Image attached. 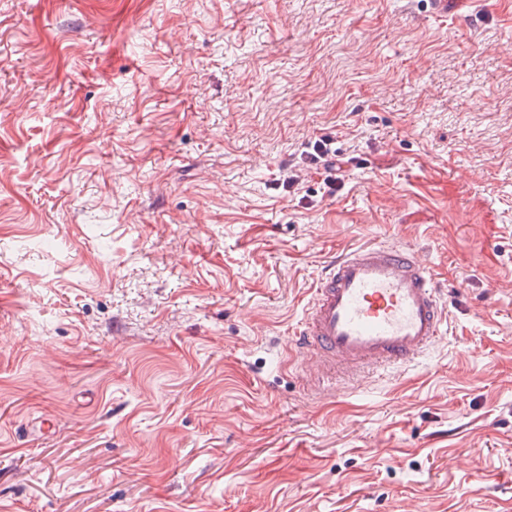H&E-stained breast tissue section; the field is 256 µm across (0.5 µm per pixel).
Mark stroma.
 <instances>
[{"label":"stroma","mask_w":512,"mask_h":512,"mask_svg":"<svg viewBox=\"0 0 512 512\" xmlns=\"http://www.w3.org/2000/svg\"><path fill=\"white\" fill-rule=\"evenodd\" d=\"M367 242L447 334L317 385ZM0 512H512V0H0ZM307 148L309 151L304 152L306 156L304 162L314 167L317 174L324 176V183H336V171L340 170L342 166H340L341 160L336 159L339 155L336 154V149L331 147L330 139H314L309 141Z\"/></svg>","instance_id":"35a3bbf8"}]
</instances>
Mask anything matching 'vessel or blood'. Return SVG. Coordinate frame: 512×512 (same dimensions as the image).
I'll return each mask as SVG.
<instances>
[{"instance_id": "1", "label": "vessel or blood", "mask_w": 512, "mask_h": 512, "mask_svg": "<svg viewBox=\"0 0 512 512\" xmlns=\"http://www.w3.org/2000/svg\"><path fill=\"white\" fill-rule=\"evenodd\" d=\"M439 289L431 264L412 248L347 249L318 276L292 344L321 374L411 364L448 325Z\"/></svg>"}]
</instances>
